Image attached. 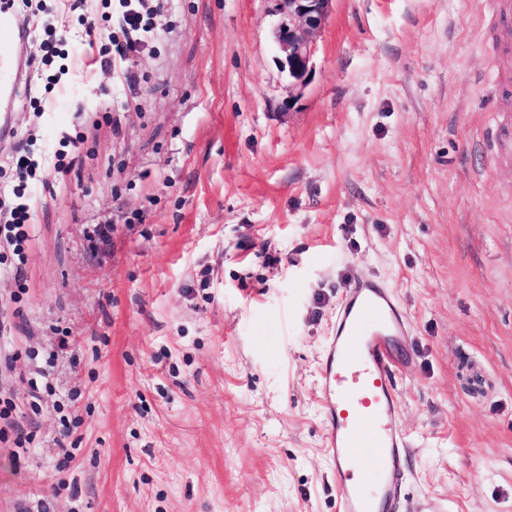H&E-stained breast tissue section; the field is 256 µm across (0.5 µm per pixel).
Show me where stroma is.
Returning <instances> with one entry per match:
<instances>
[{
	"label": "stroma",
	"mask_w": 512,
	"mask_h": 512,
	"mask_svg": "<svg viewBox=\"0 0 512 512\" xmlns=\"http://www.w3.org/2000/svg\"><path fill=\"white\" fill-rule=\"evenodd\" d=\"M69 5L49 65L44 14L20 10L29 66L0 137V190L36 199L23 256L0 241V512H336L319 366L361 271L410 323L402 512H512L497 0H333L301 87L273 0H162L108 67L79 35L124 45L123 0ZM64 140L68 174L20 180L18 152Z\"/></svg>",
	"instance_id": "35a3bbf8"
}]
</instances>
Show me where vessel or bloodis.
I'll return each instance as SVG.
<instances>
[{
  "label": "vessel or blood",
  "instance_id": "b4317fda",
  "mask_svg": "<svg viewBox=\"0 0 512 512\" xmlns=\"http://www.w3.org/2000/svg\"><path fill=\"white\" fill-rule=\"evenodd\" d=\"M0 0V95L15 90L19 49L28 37ZM406 313L376 280H352L336 314L319 367L324 442L340 489L339 512H389L406 495L402 461L409 448L399 424L394 343L407 332Z\"/></svg>",
  "mask_w": 512,
  "mask_h": 512
}]
</instances>
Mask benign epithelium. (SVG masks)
Masks as SVG:
<instances>
[{
  "label": "benign epithelium",
  "mask_w": 512,
  "mask_h": 512,
  "mask_svg": "<svg viewBox=\"0 0 512 512\" xmlns=\"http://www.w3.org/2000/svg\"><path fill=\"white\" fill-rule=\"evenodd\" d=\"M332 0H277L279 19L272 36L280 53L281 71L295 85L310 72L314 38L324 23Z\"/></svg>",
  "instance_id": "obj_1"
}]
</instances>
